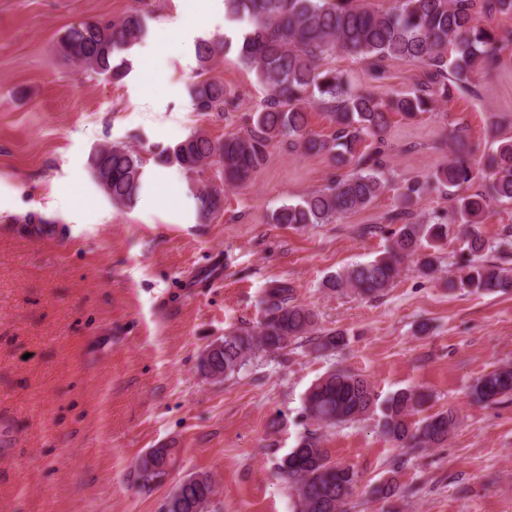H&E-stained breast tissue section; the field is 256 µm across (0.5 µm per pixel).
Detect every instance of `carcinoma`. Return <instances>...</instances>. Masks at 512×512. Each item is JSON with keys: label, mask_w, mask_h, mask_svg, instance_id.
Here are the masks:
<instances>
[{"label": "carcinoma", "mask_w": 512, "mask_h": 512, "mask_svg": "<svg viewBox=\"0 0 512 512\" xmlns=\"http://www.w3.org/2000/svg\"><path fill=\"white\" fill-rule=\"evenodd\" d=\"M496 15H512V0H394L386 10L371 9L364 0H224L225 19L247 23V31L235 46L220 38L202 39L195 54L203 75L234 46L238 60L268 87V97L249 117L246 128L222 139L196 130L174 146L155 147L150 159L142 149L104 145L89 156L91 174L113 206L126 208L142 195L148 162L175 163L188 174L196 215L206 222L224 209V187L251 182L265 165L271 145L286 139L291 148L305 154L330 157L338 169L350 164L354 169L299 202L276 208L272 223L330 224L365 208L391 186L386 177L385 135L392 115L414 118L433 111L440 101L473 90L472 74L483 66H496L500 53L512 47L511 28L478 22L480 16ZM145 34V16L132 8L118 19L69 27L57 51L82 70L119 82L129 71L123 53ZM336 53L367 61L375 83L387 78L389 60L414 62L422 75L412 90L382 98L375 87L356 90L343 75L320 67L322 58ZM189 97L193 110L202 113L222 112L233 104L224 83L210 78L191 84ZM312 106L329 117L334 128L330 136L307 131V109ZM450 153L448 162L433 173L407 179L396 188L398 205L381 216V221L397 225L384 255L336 273L325 287L378 297L393 286L401 263L410 258L419 271L432 275L441 263L437 252L455 227L463 247L457 275L448 280V287L473 294L512 292V270L484 259L492 246L474 230L494 204L512 202V137L498 140L497 148L484 155L482 171L489 183L480 189H472L479 171L471 163L463 134L454 135ZM214 166L216 182L206 177ZM433 191L448 196V212L428 220L418 218L412 207ZM262 304L265 316L258 325L231 329L199 355L197 371L203 378L233 379L253 358L288 349L316 326V313L293 303V287L286 282L269 287ZM344 344V333L328 332L313 340V349L332 352ZM508 396H512L509 364L480 376L471 390L474 401L486 404ZM428 399L427 393L409 387L395 391L379 406L367 378L337 368L309 387L303 416L320 427H332L378 411L381 433L397 446L431 448L448 440L456 417L443 411L411 421ZM177 453L174 448H159L151 460L141 456L135 465L140 486L157 484L161 475L157 465L175 463ZM278 468L297 495L298 512H344L359 483L352 467L329 461L314 430L299 439ZM214 494L212 476L199 473L189 488L170 498L168 512H205Z\"/></svg>", "instance_id": "1"}]
</instances>
